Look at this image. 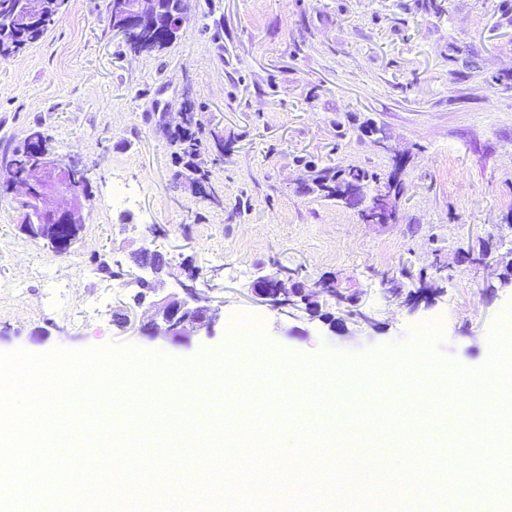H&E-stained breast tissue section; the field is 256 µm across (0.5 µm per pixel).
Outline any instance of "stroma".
<instances>
[{"label":"stroma","instance_id":"obj_1","mask_svg":"<svg viewBox=\"0 0 512 512\" xmlns=\"http://www.w3.org/2000/svg\"><path fill=\"white\" fill-rule=\"evenodd\" d=\"M106 5L67 0L41 41L0 58V152L39 125L56 153L95 168L66 253L24 235L14 197L0 198V352L119 342L187 361L249 315L275 349L317 358L439 318L441 353L484 364L489 330L512 315V0H189L182 36L139 55ZM188 100L224 138L222 157L201 158L206 195L177 179L158 124ZM398 155L395 223H363L305 189L306 162L387 174ZM485 244L489 263L459 262ZM142 246L169 262L163 292L207 290L212 329L151 326L124 277ZM280 268L336 280L358 314L328 297L315 313L270 306L254 284Z\"/></svg>","mask_w":512,"mask_h":512}]
</instances>
